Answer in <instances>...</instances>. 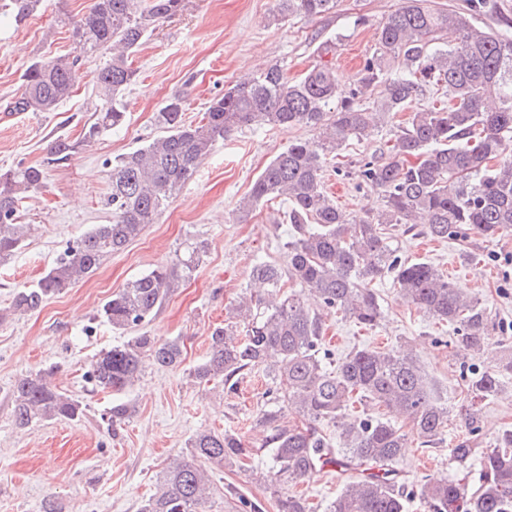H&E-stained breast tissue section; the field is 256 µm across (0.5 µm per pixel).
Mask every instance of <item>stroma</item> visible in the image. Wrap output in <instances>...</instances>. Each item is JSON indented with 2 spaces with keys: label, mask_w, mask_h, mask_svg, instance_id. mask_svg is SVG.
Masks as SVG:
<instances>
[{
  "label": "stroma",
  "mask_w": 512,
  "mask_h": 512,
  "mask_svg": "<svg viewBox=\"0 0 512 512\" xmlns=\"http://www.w3.org/2000/svg\"><path fill=\"white\" fill-rule=\"evenodd\" d=\"M89 0H48L44 12L17 23L0 17V169L45 165L44 190L30 193L20 205V221L34 232L14 256L0 263V308L10 306L21 289L37 281L92 225L108 223L112 161L143 145L158 133L155 115L174 93L186 95V118L200 120L209 101L253 70L279 65L288 80L301 77L317 64V45L336 43L332 58L339 94L357 83L358 71L376 44L381 18L399 7V0H337L322 17L276 19L277 0H184L177 15L160 23L132 58L133 84L123 96L126 123L103 133L92 146L70 161L49 166L51 140L82 138L94 119V78L106 59L83 57L81 78L72 97L55 112H11L19 97L22 76L41 57L75 54L63 17L82 15ZM413 100L387 126L363 140L349 141L343 151L353 162L385 147L411 112L426 106ZM298 127L284 131L251 124L221 141L176 192L156 223L123 251L106 257L92 274L49 299L41 309L15 314L0 322V512H43L53 503L57 512H138L153 495L158 476L172 458L185 455L199 431H229L260 447L265 432L255 428L259 410L270 400L260 371L240 375L235 387L192 378L210 352L212 329L233 312L236 297L250 286L254 265L283 262L288 239L285 206L275 198L261 203L249 216L238 204L252 182L289 141L312 138ZM325 187L337 206L353 219L366 218L380 201L358 188L350 176L328 174ZM391 245L407 260H426L455 287L482 299L496 317L490 353H499L500 339L512 336V233L487 239L476 234L434 241L398 225ZM193 242L206 245L202 265L169 297L148 324L116 330L100 310L112 293L130 279L171 263ZM383 309L372 330L356 326L336 311L322 313L326 346L334 357L354 348L389 349L410 343L417 358L450 409L448 431L433 447L410 438L396 465L398 480L415 486L427 475H451L477 484L479 463L455 464L449 450L466 433L457 411L466 398L469 373L450 326L423 316L402 301L391 278L375 283ZM146 335L158 341L180 339L184 360L176 368L145 362L125 392L97 388L89 376L100 351ZM53 370L56 387L81 402L80 420H53L17 427L12 417V389L21 377ZM134 407L131 418L113 427V403ZM482 432L472 442L476 451L512 429V383L485 401ZM269 456L253 466H227L213 471L218 487L211 512H277L276 498L257 483L252 467H266Z\"/></svg>",
  "instance_id": "35a3bbf8"
}]
</instances>
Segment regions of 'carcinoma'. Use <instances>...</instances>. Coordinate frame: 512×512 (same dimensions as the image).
I'll use <instances>...</instances> for the list:
<instances>
[{"instance_id":"cac0c4a2","label":"carcinoma","mask_w":512,"mask_h":512,"mask_svg":"<svg viewBox=\"0 0 512 512\" xmlns=\"http://www.w3.org/2000/svg\"><path fill=\"white\" fill-rule=\"evenodd\" d=\"M44 2L0 0V11L21 22L44 9ZM335 7L336 0H278V15L314 18ZM484 7L483 0H472L467 10L441 9L431 0H402L387 14L361 68L362 85L379 90L373 112L356 91L336 101V71L325 61L294 84L285 81L277 66L241 79L212 98L198 122L185 119L183 95L171 96L155 116L160 135L112 163V220L93 225L35 287L17 292L12 312L39 309L139 237L234 130L262 123L286 131L315 129L316 138L297 140L274 157L239 204V212L247 216L260 203L282 198L289 205L284 218L293 234L284 263L253 267L258 291L234 301L242 323L229 320L211 331L210 356L193 376L226 383L245 370L264 368L274 407L260 411L255 425L269 431L265 449L272 466L257 472L256 479L276 493L278 512H311L306 499L289 492V486L307 481L328 464L354 472L328 512H406L407 492L393 465L408 447L407 434L423 443L442 439L448 404L435 395L406 345L388 351L364 347L330 366L321 315L307 308L301 294L285 293L284 279L372 329L383 310L371 284L390 275L403 300L427 317L455 326L458 340L480 353L493 329L491 309L477 297L459 293L431 263L401 259L387 230L421 222L423 233L435 240L512 232V21H503L504 31L484 27L476 20ZM182 8L183 0H91L86 13L66 21L77 54L34 60L24 73L14 110L57 111L79 82L81 57L105 55L107 60L95 77V121L78 142L57 139L50 162L68 161L101 134L123 126L121 97L135 79L129 57L156 25ZM430 94L435 102L412 113L386 151L356 161L359 184L376 193L381 206L351 223L325 190L329 163L347 142L367 138L372 127L403 111L413 98ZM332 104L335 112L329 113ZM45 180L46 172L38 166L0 172V262L10 259L28 237L31 227L19 223V203L43 188ZM203 253V245L192 243L171 264L128 281L103 305L104 320L118 330L148 322L197 270ZM501 344L498 362L470 373V404L462 414L468 436L450 449L457 461L471 457V437L481 430L477 404L498 396L512 376V344L505 339ZM182 356L177 340L157 343L137 336L102 351L90 376L101 390L122 392L133 385L145 361L170 368L180 365ZM12 395L19 427L83 416L82 404L60 392L49 371L18 379ZM355 396L385 407L404 423L349 417ZM285 410L299 423L280 424ZM323 422L339 424V449L321 433ZM260 452L235 434L200 431L189 443L188 456L163 469L156 493L139 512H205L216 491L208 468L233 465ZM479 466L474 488L452 477L427 478L416 486V494L430 512H512V429L498 434L482 452Z\"/></svg>"}]
</instances>
